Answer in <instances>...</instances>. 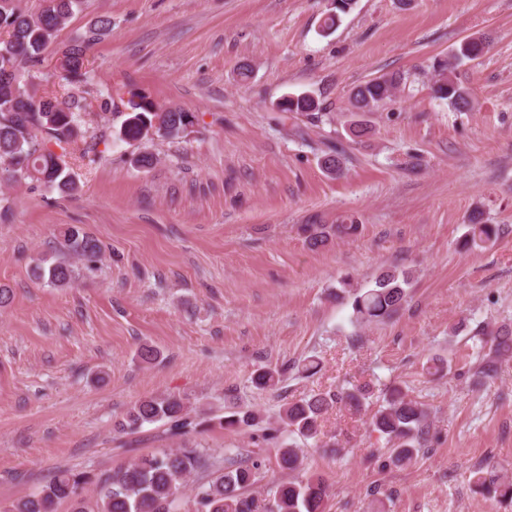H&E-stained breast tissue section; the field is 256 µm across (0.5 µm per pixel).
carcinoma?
<instances>
[{
	"mask_svg": "<svg viewBox=\"0 0 512 512\" xmlns=\"http://www.w3.org/2000/svg\"><path fill=\"white\" fill-rule=\"evenodd\" d=\"M81 5V0H38L35 8L21 6V0H0V30L7 39L0 42V183L30 179L61 193L77 191L76 181L69 169L68 152L64 146L77 136L87 98L81 92L63 94L48 92L36 82L44 62V51L52 46L60 73L70 85L88 82L90 51L109 29L112 20L101 18L85 33L66 42H56L58 33ZM485 43L469 38L457 48L458 61L475 60L482 56ZM402 76L381 75L356 86L350 95L352 111L372 112L393 101ZM438 97L459 111L471 106V93L455 83L445 73H439L434 88ZM277 111L285 114L311 116L320 109L318 101L309 94H286L276 103ZM196 116L181 108L161 109L147 95L131 94L128 112L119 130L120 139L141 142L153 136L168 139L182 137L193 125ZM62 149L57 153L50 144ZM344 151L335 144L327 145L323 166L331 176L342 172ZM497 237V227L471 219L465 246L480 247ZM56 251L58 258L40 259V275L48 283L63 287L74 278L69 258L77 257L92 267L101 254L98 241L76 226L59 231ZM409 276L405 272L381 274L374 286L354 290L353 317L357 322L382 321L392 318L406 298ZM490 350L498 357L512 355V332L501 329L491 335ZM260 390L273 389L280 373L272 368H260L251 377ZM368 391L352 387L338 396L318 392L296 402L287 403L279 412V429H269L264 439H278V430H286L315 443L324 436L322 420L336 403L343 401L359 409ZM168 421L178 430L194 424L182 399L168 395L152 397L134 404L125 414L119 427L135 430L146 423ZM260 417L249 409L228 411L219 424L236 431L254 427ZM372 430L385 437L389 444L383 465L403 467L410 464L423 450L428 434V411L409 396L408 389L390 385L384 401L372 417ZM283 470L295 472L302 462L297 449L281 445L278 457ZM208 461L194 448L162 449L139 457L129 465L100 477L92 494L84 492L87 479L72 471H62L38 493L19 499L6 512H55L58 502L69 500L72 512H177V500L190 477L208 469ZM258 481L256 468L230 466L218 469L191 489L193 512H256L255 499L246 495ZM472 483L480 493L494 494L499 501L512 502V476L487 465L473 471ZM329 491L325 481L313 475L280 483L270 491L265 512H325Z\"/></svg>",
	"mask_w": 512,
	"mask_h": 512,
	"instance_id": "cac0c4a2",
	"label": "carcinoma"
}]
</instances>
